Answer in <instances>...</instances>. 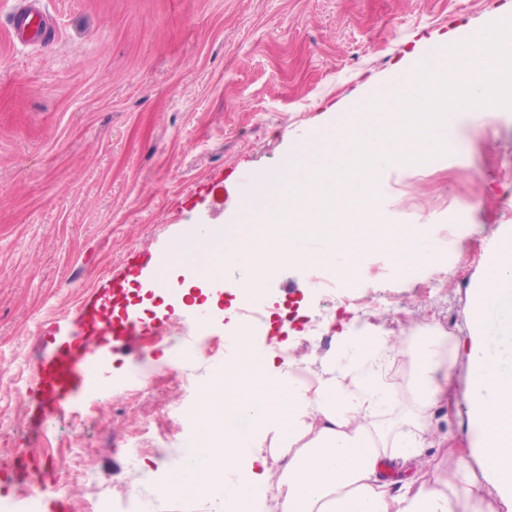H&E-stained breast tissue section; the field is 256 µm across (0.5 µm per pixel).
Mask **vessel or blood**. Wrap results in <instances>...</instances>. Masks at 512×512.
Masks as SVG:
<instances>
[{"label": "vessel or blood", "instance_id": "1", "mask_svg": "<svg viewBox=\"0 0 512 512\" xmlns=\"http://www.w3.org/2000/svg\"><path fill=\"white\" fill-rule=\"evenodd\" d=\"M52 31V18L44 0H15L10 18L14 43L42 42ZM144 262L153 266L155 287H166V271L172 262L170 252H155L148 247L134 249L113 273L108 287L84 295L69 340L38 359L36 381L26 399L28 428L32 434L43 433L50 420L77 402L104 352L137 353L142 339L166 330V323L132 317L126 311L127 284Z\"/></svg>", "mask_w": 512, "mask_h": 512}]
</instances>
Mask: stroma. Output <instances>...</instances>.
<instances>
[{
  "instance_id": "35a3bbf8",
  "label": "stroma",
  "mask_w": 512,
  "mask_h": 512,
  "mask_svg": "<svg viewBox=\"0 0 512 512\" xmlns=\"http://www.w3.org/2000/svg\"><path fill=\"white\" fill-rule=\"evenodd\" d=\"M12 7L0 0V512H86L103 495L112 512H138L129 472L154 481L180 460L188 411L235 356L240 270L222 268L208 314L217 349L184 367L198 390L130 384L133 361L115 354L98 404L79 402L34 438L24 396L50 351L43 337L66 340L83 294L132 248L236 224L254 179L279 177L302 144L386 94L417 59L512 19V0H49L56 40L40 48L12 44ZM374 182L383 222L426 225L432 256L406 275L377 255L348 302L322 294L309 268L284 266L260 300L276 320L251 342L306 357L318 374L351 318L432 324L458 341L465 377L469 293L512 231V109L487 122L461 115L451 148L380 164ZM182 274L169 267L168 289L141 303L175 329L198 315L185 287L210 286ZM433 420L454 448H476L466 402ZM31 445L50 475L43 495L3 469Z\"/></svg>"
}]
</instances>
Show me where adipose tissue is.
I'll return each instance as SVG.
<instances>
[{
	"mask_svg": "<svg viewBox=\"0 0 512 512\" xmlns=\"http://www.w3.org/2000/svg\"><path fill=\"white\" fill-rule=\"evenodd\" d=\"M491 315L512 323V236L490 249L472 292L467 405L482 448L471 460L457 455L454 481L428 479L423 457L449 441L432 410L456 390L450 335L361 325L339 334L328 368L315 377L299 359L253 350L225 365L193 413L200 432L190 462L151 483L152 500L187 493L212 502L213 512H486L483 474L512 502V365L485 334ZM399 362L408 367L402 386L390 379ZM406 400L412 411L393 416ZM226 416L243 418L246 429H221ZM387 460L414 472L392 486L380 475Z\"/></svg>",
	"mask_w": 512,
	"mask_h": 512,
	"instance_id": "adipose-tissue-1",
	"label": "adipose tissue"
}]
</instances>
